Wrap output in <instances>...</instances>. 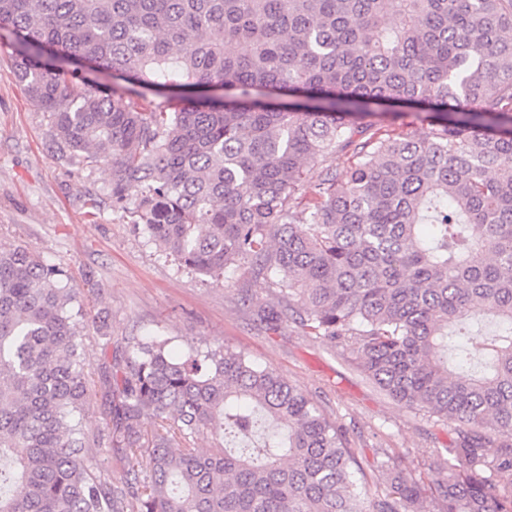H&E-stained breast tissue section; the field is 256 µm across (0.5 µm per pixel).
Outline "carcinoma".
Wrapping results in <instances>:
<instances>
[{"mask_svg":"<svg viewBox=\"0 0 512 512\" xmlns=\"http://www.w3.org/2000/svg\"><path fill=\"white\" fill-rule=\"evenodd\" d=\"M0 40L61 156L109 167L179 265L250 264L281 296L259 322L353 343L458 424L424 476L376 463L372 512H512V0H0ZM89 322L67 270L0 245V512H363L357 449L302 391L159 334L102 373L127 478L96 472Z\"/></svg>","mask_w":512,"mask_h":512,"instance_id":"obj_1","label":"carcinoma"}]
</instances>
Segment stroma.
Listing matches in <instances>:
<instances>
[{
	"label": "stroma",
	"mask_w": 512,
	"mask_h": 512,
	"mask_svg": "<svg viewBox=\"0 0 512 512\" xmlns=\"http://www.w3.org/2000/svg\"><path fill=\"white\" fill-rule=\"evenodd\" d=\"M10 53L0 43V244L65 266L78 288L96 287L85 304L106 315L109 327L103 334L86 328L81 340L95 381L83 411L91 463L113 480L125 478L120 451L101 435L104 398L96 381L127 338L159 332L181 349L223 345L276 370L345 428L364 468L390 451L426 472L453 441L455 424L392 400L361 373L352 350L292 324L265 329L250 306L275 303L276 293L248 266L209 278L166 258L143 226L113 207L108 168L61 160L47 115L17 81Z\"/></svg>",
	"instance_id": "stroma-1"
}]
</instances>
